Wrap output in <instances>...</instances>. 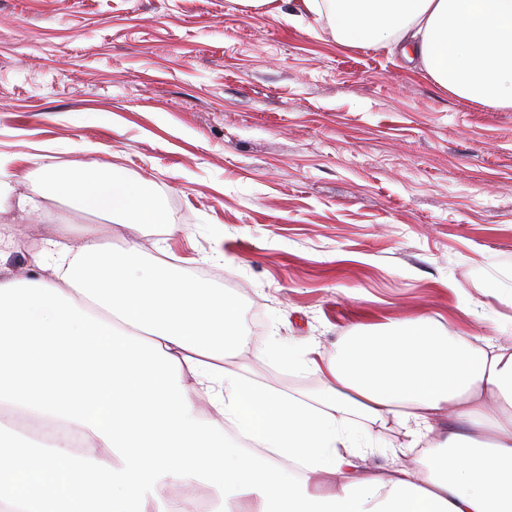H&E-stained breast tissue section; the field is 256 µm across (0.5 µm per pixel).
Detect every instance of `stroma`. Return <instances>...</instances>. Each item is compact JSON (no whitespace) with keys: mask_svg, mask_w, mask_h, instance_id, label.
Instances as JSON below:
<instances>
[{"mask_svg":"<svg viewBox=\"0 0 512 512\" xmlns=\"http://www.w3.org/2000/svg\"><path fill=\"white\" fill-rule=\"evenodd\" d=\"M276 0H0V157L19 194L74 224L124 230L48 196L44 166L154 183L169 223L145 262L232 294L253 326L225 360L300 399L320 380L254 362L335 354L357 326L424 316L512 349V108L456 97L401 52L348 44ZM51 227L0 214V272ZM362 469L416 463L398 426L364 428Z\"/></svg>","mask_w":512,"mask_h":512,"instance_id":"stroma-1","label":"stroma"}]
</instances>
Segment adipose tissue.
Returning a JSON list of instances; mask_svg holds the SVG:
<instances>
[{"label": "adipose tissue", "mask_w": 512, "mask_h": 512, "mask_svg": "<svg viewBox=\"0 0 512 512\" xmlns=\"http://www.w3.org/2000/svg\"><path fill=\"white\" fill-rule=\"evenodd\" d=\"M350 44L400 40L441 88L512 108V0H301ZM49 194L118 221L56 224L0 276V512H190L171 485L211 486L217 512H512V351L477 350L429 317L359 328L301 400L224 368L245 348L235 297L141 260L165 222L152 182L46 170ZM461 429L428 436L445 413ZM48 440L28 444L17 417ZM407 429L418 466L355 464L361 422ZM27 454H19L20 444Z\"/></svg>", "instance_id": "ef3b65f1"}]
</instances>
